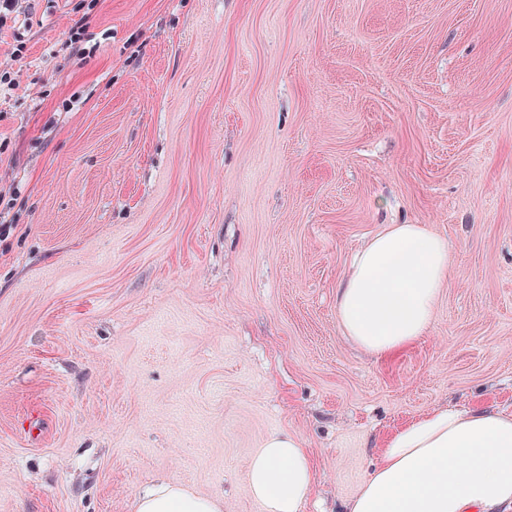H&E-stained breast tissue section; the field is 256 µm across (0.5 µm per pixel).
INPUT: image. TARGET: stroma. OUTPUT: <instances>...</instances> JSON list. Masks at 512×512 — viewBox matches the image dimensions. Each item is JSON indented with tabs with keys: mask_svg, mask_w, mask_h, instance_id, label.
I'll return each mask as SVG.
<instances>
[{
	"mask_svg": "<svg viewBox=\"0 0 512 512\" xmlns=\"http://www.w3.org/2000/svg\"><path fill=\"white\" fill-rule=\"evenodd\" d=\"M2 74L0 512H135L171 478L264 512L279 432L301 512H343L414 417L512 411V0H15ZM390 224L450 264L382 358L336 288ZM314 471L301 439L286 433L267 438L247 469L251 495L265 512H299L311 493Z\"/></svg>",
	"mask_w": 512,
	"mask_h": 512,
	"instance_id": "obj_1",
	"label": "stroma"
}]
</instances>
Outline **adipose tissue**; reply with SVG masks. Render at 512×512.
Wrapping results in <instances>:
<instances>
[{
	"label": "adipose tissue",
	"instance_id": "adipose-tissue-1",
	"mask_svg": "<svg viewBox=\"0 0 512 512\" xmlns=\"http://www.w3.org/2000/svg\"><path fill=\"white\" fill-rule=\"evenodd\" d=\"M445 240L421 224H393L355 256L336 292L341 330L383 357L425 336L448 276ZM314 471L301 439L277 433L252 455L251 495L265 512H300ZM219 500L170 479L144 492L136 512H220ZM346 512H512V413L438 407L383 442Z\"/></svg>",
	"mask_w": 512,
	"mask_h": 512
}]
</instances>
